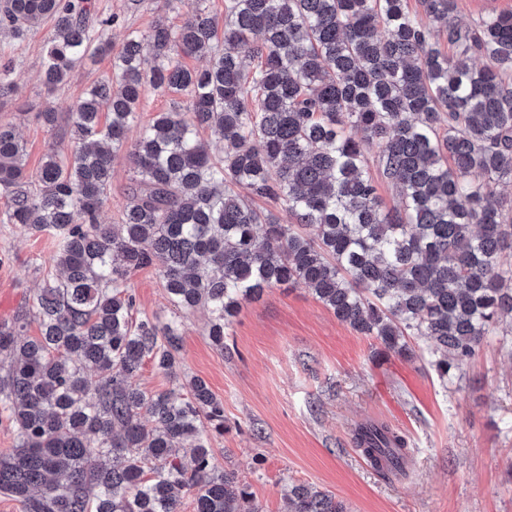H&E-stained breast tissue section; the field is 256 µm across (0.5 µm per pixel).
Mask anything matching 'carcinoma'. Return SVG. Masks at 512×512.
<instances>
[{
	"mask_svg": "<svg viewBox=\"0 0 512 512\" xmlns=\"http://www.w3.org/2000/svg\"><path fill=\"white\" fill-rule=\"evenodd\" d=\"M175 1L188 6L178 29L131 32L114 56L112 18L85 25L90 0H0L14 38L51 23L47 90L112 56L111 77L72 108L70 153L50 149L30 175L15 128L0 124L8 221L49 234L61 272L0 323V413L16 435L0 493L23 512H180L191 490L194 512H262L215 469L204 422L224 432V403L177 375V322L135 317L129 281L143 269L175 309L209 312L221 350L241 302L304 283L382 353L428 358L445 386L512 320V196L494 191L512 186V12L463 26L455 0H419L424 25L406 0H224L221 24L201 0ZM201 54L203 68L182 62ZM148 87L184 93L187 111L142 129L130 202L103 224L115 152ZM210 127L217 153L199 137ZM352 129L378 143L399 208L382 209ZM253 195L284 204L288 223ZM32 322L39 335L27 337ZM146 359L183 395L139 389ZM353 443L376 471L409 476L411 449L388 424L358 426ZM284 512L349 508L293 484Z\"/></svg>",
	"mask_w": 512,
	"mask_h": 512,
	"instance_id": "carcinoma-1",
	"label": "carcinoma"
}]
</instances>
